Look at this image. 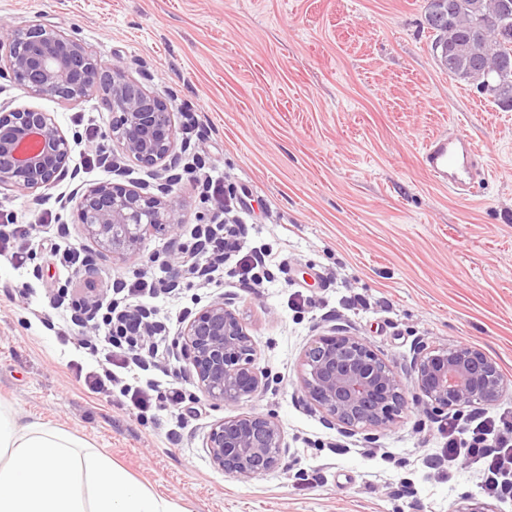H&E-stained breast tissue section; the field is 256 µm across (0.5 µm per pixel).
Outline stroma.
Wrapping results in <instances>:
<instances>
[{
	"mask_svg": "<svg viewBox=\"0 0 512 512\" xmlns=\"http://www.w3.org/2000/svg\"><path fill=\"white\" fill-rule=\"evenodd\" d=\"M422 0H0V22L35 21L77 34L102 61L122 57L131 79L170 99L179 140L199 153L174 193L177 242L145 236L112 258L61 205L76 184L113 179L89 130H105L99 96L70 103L33 98L0 78V105L52 113L80 132L72 164L44 201L0 191V214L36 224L18 264L0 251V404L64 429L169 501L175 512H454L461 496L484 498L481 475L443 460L446 415L408 408L375 443L344 436L310 405L298 365L331 326L366 340L397 372L418 342L468 344L499 366L495 403L459 415L512 417V110L439 67ZM468 134L488 176L450 191L423 169L433 134ZM239 228L242 251L271 250L262 284L239 287L183 275L172 293L146 299L165 326L156 366L141 387H184L191 403L134 409L121 385L84 384L102 356L80 346L69 305L113 280L163 277L176 245L212 215ZM78 250L66 266L62 249ZM66 298H59V289ZM233 299L268 385L251 401L211 402L181 366L188 313ZM252 410L282 426L279 468L241 480L215 468L203 446L211 424Z\"/></svg>",
	"mask_w": 512,
	"mask_h": 512,
	"instance_id": "stroma-1",
	"label": "stroma"
}]
</instances>
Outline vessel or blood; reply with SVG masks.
Listing matches in <instances>:
<instances>
[{
    "mask_svg": "<svg viewBox=\"0 0 512 512\" xmlns=\"http://www.w3.org/2000/svg\"><path fill=\"white\" fill-rule=\"evenodd\" d=\"M421 163L436 184L451 190L482 174L477 147L462 133L451 135L441 131L433 135L421 156Z\"/></svg>",
    "mask_w": 512,
    "mask_h": 512,
    "instance_id": "obj_1",
    "label": "vessel or blood"
}]
</instances>
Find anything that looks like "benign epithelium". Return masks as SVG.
Returning a JSON list of instances; mask_svg holds the SVG:
<instances>
[{
	"label": "benign epithelium",
	"mask_w": 512,
	"mask_h": 512,
	"mask_svg": "<svg viewBox=\"0 0 512 512\" xmlns=\"http://www.w3.org/2000/svg\"><path fill=\"white\" fill-rule=\"evenodd\" d=\"M0 78H7L32 97L78 102L89 91L99 93L110 120L99 161L126 176V158L155 180L101 182L73 192L75 221L101 249L114 256L133 252L147 233L172 240L182 227L180 203L172 195L188 170L187 147L177 145L175 112L171 103L143 88L127 74L126 63L104 64L77 34L44 24L0 23ZM49 112L0 106V189L43 198L70 169L72 143ZM140 321L142 335L161 326L152 311L117 314ZM98 299L76 305L75 320L96 331ZM186 364L181 372L215 403H240L263 390L265 374L255 366V345L231 298L220 295L198 310L180 332ZM413 385L407 399L403 377L367 342L343 328L331 327L306 346L299 363V383L310 404L346 436L359 431L385 432L408 408L424 405L439 414L496 401L504 383L495 361L467 345L422 344L406 371ZM211 462L225 474L248 480L278 468L289 446L282 426L273 417L253 411L223 418L204 438ZM455 512H494L486 502L465 495Z\"/></svg>",
	"instance_id": "obj_1"
}]
</instances>
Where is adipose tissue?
<instances>
[{
  "mask_svg": "<svg viewBox=\"0 0 512 512\" xmlns=\"http://www.w3.org/2000/svg\"><path fill=\"white\" fill-rule=\"evenodd\" d=\"M0 512H174L102 451L0 408Z\"/></svg>",
  "mask_w": 512,
  "mask_h": 512,
  "instance_id": "obj_1",
  "label": "adipose tissue"
}]
</instances>
